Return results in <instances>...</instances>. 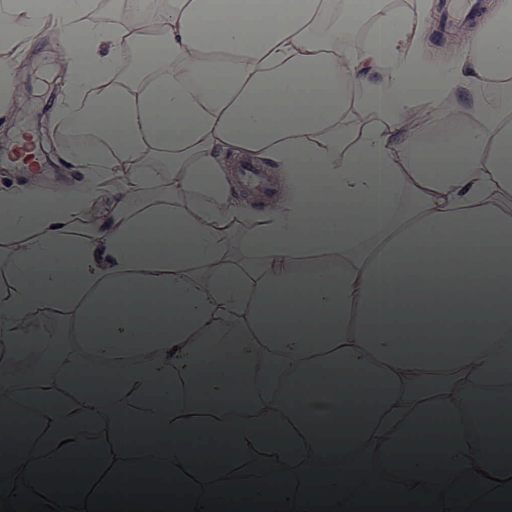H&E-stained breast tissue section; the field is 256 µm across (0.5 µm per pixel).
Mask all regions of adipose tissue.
I'll return each instance as SVG.
<instances>
[{
  "label": "adipose tissue",
  "mask_w": 512,
  "mask_h": 512,
  "mask_svg": "<svg viewBox=\"0 0 512 512\" xmlns=\"http://www.w3.org/2000/svg\"><path fill=\"white\" fill-rule=\"evenodd\" d=\"M436 7L111 0L89 25L88 0H0V112L55 31L66 94L44 150L81 175L0 191V393L35 425L1 461L79 468L89 441L101 467L199 478L512 476L483 421L512 395V0H483L449 64L427 50ZM237 158L270 164L275 205L243 203ZM99 311L123 382L92 395L70 343ZM420 414L450 422L446 466L387 456ZM218 429L235 454L188 450Z\"/></svg>",
  "instance_id": "ef3b65f1"
}]
</instances>
